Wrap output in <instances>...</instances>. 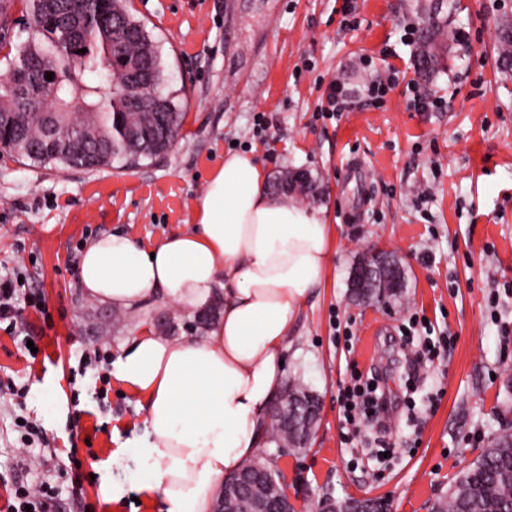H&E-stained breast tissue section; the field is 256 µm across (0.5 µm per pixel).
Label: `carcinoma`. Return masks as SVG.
<instances>
[{
	"instance_id": "carcinoma-1",
	"label": "carcinoma",
	"mask_w": 512,
	"mask_h": 512,
	"mask_svg": "<svg viewBox=\"0 0 512 512\" xmlns=\"http://www.w3.org/2000/svg\"><path fill=\"white\" fill-rule=\"evenodd\" d=\"M34 28V38L17 56L9 74L0 80V98L9 102L12 78L27 71L28 93L38 106L50 105L53 114L16 109L5 115L11 121L7 149L23 159L43 165L96 170L119 163L130 168L164 154L178 138L185 113L162 93L166 76L155 42L143 23L125 9L123 0H23ZM112 12L114 29L100 28L95 17ZM450 14L426 16L418 28L415 49L416 70L430 79L443 69L444 50L457 40L450 28ZM495 53L504 77H512V15L497 23ZM38 64L54 73L52 80L29 72ZM149 77L139 92L141 103L116 97L100 104L99 81L105 78L127 95L137 82L129 64ZM70 129L67 140L49 132L48 123ZM296 169L285 168L276 186L294 192L303 200L314 198L316 181L297 183ZM308 394L303 383L293 378L280 392L277 402L286 413L306 408L297 405ZM309 418L296 427L275 418L268 441L276 447L300 452L308 442L303 433L313 430ZM433 512H512V432L505 430L491 439L474 462L458 472L448 496L437 500Z\"/></svg>"
}]
</instances>
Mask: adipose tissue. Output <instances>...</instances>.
I'll use <instances>...</instances> for the list:
<instances>
[{
  "label": "adipose tissue",
  "mask_w": 512,
  "mask_h": 512,
  "mask_svg": "<svg viewBox=\"0 0 512 512\" xmlns=\"http://www.w3.org/2000/svg\"><path fill=\"white\" fill-rule=\"evenodd\" d=\"M331 239L322 213L272 191L266 169L235 154L198 198L192 229L149 250L120 232L84 248L78 278L91 300L193 311L224 294L205 336L172 338L143 321L112 364L143 403L145 433L129 445L153 463L161 512H214L225 478L259 459L284 353L330 264Z\"/></svg>",
  "instance_id": "ef3b65f1"
}]
</instances>
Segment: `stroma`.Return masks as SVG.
<instances>
[{
	"instance_id": "stroma-1",
	"label": "stroma",
	"mask_w": 512,
	"mask_h": 512,
	"mask_svg": "<svg viewBox=\"0 0 512 512\" xmlns=\"http://www.w3.org/2000/svg\"><path fill=\"white\" fill-rule=\"evenodd\" d=\"M449 67L421 81L402 0H131L169 81L165 94L186 118L167 154L133 170L39 165L0 154V274L24 273L50 317L25 312L39 347L23 353L0 327V378L25 398L0 397V465L19 450L18 416L47 432L56 459L77 466L80 490L60 481L64 512H157L152 466L123 444L144 432L137 399L111 382L102 422L94 374L72 378L82 350L117 358L141 321L174 338L204 334L196 316L153 303L124 310L83 296L78 263L95 237L121 231L149 247L189 229L195 202L227 154L251 145L269 174L305 168L322 189L333 255L309 298L288 352L322 404L311 448L278 461L298 512L326 495L388 500L391 512H431L455 473L512 425V79L496 69V22L512 0H459ZM32 38L21 0L8 12L0 76ZM371 60L363 68L362 60ZM314 64L305 72L304 64ZM399 84L382 103L359 93L386 67ZM337 80L356 102L340 120L317 118ZM441 99L418 112L407 83ZM265 114L268 143L252 139ZM395 254L407 286L389 303L349 296L351 267L368 249ZM431 321L437 356L411 370L405 354L421 339L410 317ZM386 377L396 394L381 443L345 436L339 391L351 375Z\"/></svg>"
}]
</instances>
